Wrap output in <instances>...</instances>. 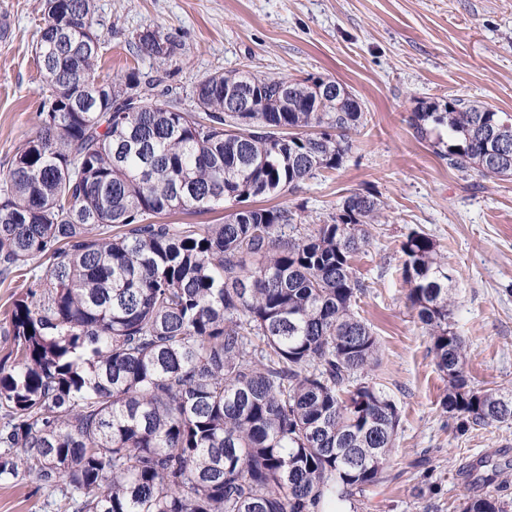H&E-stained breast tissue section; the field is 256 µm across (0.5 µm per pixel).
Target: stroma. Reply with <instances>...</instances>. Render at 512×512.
<instances>
[{
  "instance_id": "1",
  "label": "stroma",
  "mask_w": 512,
  "mask_h": 512,
  "mask_svg": "<svg viewBox=\"0 0 512 512\" xmlns=\"http://www.w3.org/2000/svg\"><path fill=\"white\" fill-rule=\"evenodd\" d=\"M103 42L99 81L133 68L161 79L170 105L191 109L193 87L217 70L331 77L367 114L343 166L300 183L275 205L312 220L353 193L384 203L355 262L368 289L359 312L380 342L375 373L401 422L384 483L362 512H459L470 463L502 466L485 493L512 502V424L458 435L446 388L405 297L400 246L414 229L441 246L453 273L455 331L474 385L512 389V177L449 168L417 137L419 101L457 98L512 114V0H96ZM45 0H0V170L40 125L35 61ZM168 38L166 60L138 53L145 29ZM61 493L29 475L0 480V512H60Z\"/></svg>"
}]
</instances>
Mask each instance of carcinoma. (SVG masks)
I'll use <instances>...</instances> for the list:
<instances>
[{
  "instance_id": "obj_1",
  "label": "carcinoma",
  "mask_w": 512,
  "mask_h": 512,
  "mask_svg": "<svg viewBox=\"0 0 512 512\" xmlns=\"http://www.w3.org/2000/svg\"><path fill=\"white\" fill-rule=\"evenodd\" d=\"M69 24L101 41L95 0H46L41 127L0 172V279L23 289L3 329L0 480L33 473L76 512H358L400 422L369 376L379 344L353 265L383 203L354 193L303 228L288 208L247 201L339 169L364 126L359 102H324L317 77L218 70L195 86L194 109H175L134 68L98 82L100 53L56 40ZM136 47L171 53L161 36ZM229 81L259 111H229ZM87 96L99 111L71 109ZM411 125L422 139L447 131L448 167L512 177V115L422 101ZM499 131L503 154L489 161ZM226 202L221 224L154 221ZM401 252L447 380L442 409L463 434L511 422L512 389L469 383L437 242L414 230ZM500 473L489 459L476 469L483 485ZM508 507L474 494L460 512Z\"/></svg>"
}]
</instances>
